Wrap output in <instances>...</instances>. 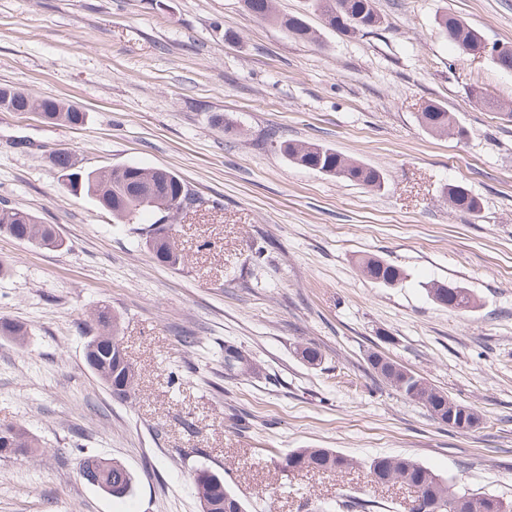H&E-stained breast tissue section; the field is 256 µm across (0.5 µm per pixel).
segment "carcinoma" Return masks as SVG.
<instances>
[{
  "label": "carcinoma",
  "mask_w": 512,
  "mask_h": 512,
  "mask_svg": "<svg viewBox=\"0 0 512 512\" xmlns=\"http://www.w3.org/2000/svg\"><path fill=\"white\" fill-rule=\"evenodd\" d=\"M316 10L333 30L357 36L370 33L383 24V16L376 0H314ZM247 12L261 19H271L281 28L303 41L315 40V32L298 15H276L271 0H244ZM439 26L459 56H464L462 46L481 38L480 32L464 20L450 14L439 19ZM9 101L27 112H40L52 124L62 123L81 126L86 113L54 97H34L17 88L9 89ZM428 132L442 136L455 130L464 131L457 124L453 113L433 102L419 114ZM279 150L289 161L341 181L378 187L380 172L352 160L335 149L313 143L282 141ZM61 176L67 178L71 190H81L112 217L124 224H138L147 213L159 218L145 231V246L162 266L176 268L185 263V256L178 251L173 236V221L177 210H188L199 204L184 181L167 169L125 165L104 170H83L67 155L50 158ZM445 201L460 211L476 214L481 210L480 199L462 185H450L444 190ZM0 233L20 242L58 250L64 240L52 224H43L38 217L16 205L0 206ZM362 275L374 283L395 285L403 281L402 270L378 257L361 260ZM428 293L441 306L464 313L476 307V299L467 288L448 287L436 282ZM91 336L85 344L84 360L91 372L118 400L125 401L135 392V369L122 354L118 336V317L111 307L101 305L92 313L89 325ZM0 335L23 345L27 328L8 319H0ZM371 369L386 384L406 399L422 405L432 417L447 412L449 397L433 387L423 377L408 370L401 372L398 363L390 358L377 365L368 360ZM248 359L232 345L224 346V371L243 370ZM39 447L38 440L25 426L12 424L0 429V457H25ZM355 461L332 448H297L278 463L282 472L306 471L334 473L336 475L354 468ZM370 481L376 485L401 483L420 494L422 505L411 512H429L432 505L440 512H512V501L488 493H474L452 479L405 456H380L366 464ZM80 475L87 484L120 499L134 490L135 478L123 464L97 455L86 456L80 465ZM196 497L201 512H246L245 501L224 484V475L211 468L197 470L193 477Z\"/></svg>",
  "instance_id": "cac0c4a2"
}]
</instances>
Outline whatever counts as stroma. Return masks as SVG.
Masks as SVG:
<instances>
[{
  "instance_id": "stroma-1",
  "label": "stroma",
  "mask_w": 512,
  "mask_h": 512,
  "mask_svg": "<svg viewBox=\"0 0 512 512\" xmlns=\"http://www.w3.org/2000/svg\"><path fill=\"white\" fill-rule=\"evenodd\" d=\"M273 6L318 41L243 0H0V87L87 114L71 128L0 109V200L66 242L0 235V317L29 331L22 347L0 338V424L40 443L0 457V512H201L202 467L247 512H328L347 496L366 512H409V487L368 484L366 462L389 455L512 500V72L457 58L438 25L447 12L512 44V0H378L383 25L356 37L328 28L312 0ZM475 85L499 109L471 98ZM431 102L465 140L426 132ZM288 139L377 168L380 187L290 162L278 150ZM58 149L85 169L177 173L202 201L175 224L185 266L157 264L134 225L68 190L49 159ZM451 184L480 199L478 214L448 207ZM364 255L405 280H366ZM431 282L469 289L476 308L438 305ZM103 302L137 373L126 401L84 363L81 325ZM228 343L247 374H225ZM307 344L321 362L300 357ZM372 351L475 408L482 426L456 432L405 400L370 369ZM295 448H333L356 466L281 473ZM90 454L123 463L133 494L88 485ZM243 2L245 10L255 17L272 19L282 29L291 32L303 41H313L316 39L315 32L301 16L274 14L270 0H244Z\"/></svg>"
}]
</instances>
